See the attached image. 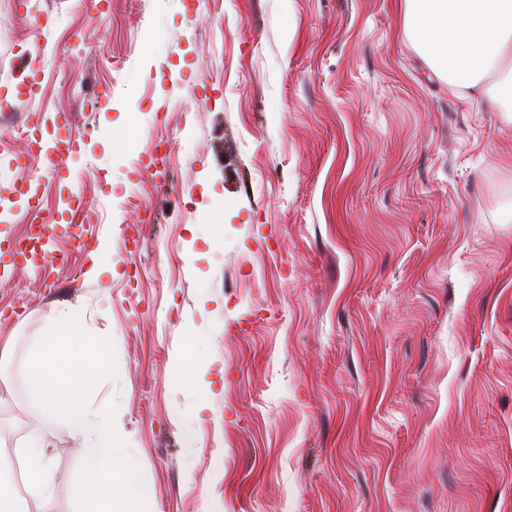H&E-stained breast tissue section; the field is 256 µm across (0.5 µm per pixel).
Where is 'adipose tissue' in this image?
Instances as JSON below:
<instances>
[{"label": "adipose tissue", "instance_id": "obj_1", "mask_svg": "<svg viewBox=\"0 0 512 512\" xmlns=\"http://www.w3.org/2000/svg\"><path fill=\"white\" fill-rule=\"evenodd\" d=\"M402 16L405 37L437 76L490 107H512V0H402ZM21 459V490L0 460V512H30L28 501L53 495L45 453L31 449Z\"/></svg>", "mask_w": 512, "mask_h": 512}]
</instances>
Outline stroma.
<instances>
[{"instance_id":"35a3bbf8","label":"stroma","mask_w":512,"mask_h":512,"mask_svg":"<svg viewBox=\"0 0 512 512\" xmlns=\"http://www.w3.org/2000/svg\"><path fill=\"white\" fill-rule=\"evenodd\" d=\"M400 2L0 0V185L38 175L53 249L88 242L0 277V456L40 442L54 479L31 512H77L78 443L25 393L66 305L114 343L88 407L146 512H512V124ZM70 128L60 180L36 143ZM0 204L1 253L35 217Z\"/></svg>"}]
</instances>
